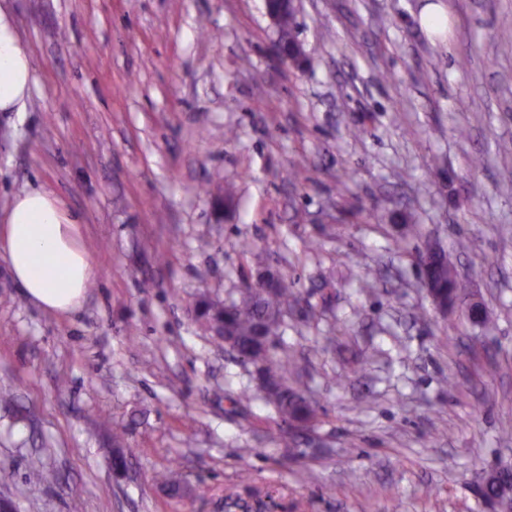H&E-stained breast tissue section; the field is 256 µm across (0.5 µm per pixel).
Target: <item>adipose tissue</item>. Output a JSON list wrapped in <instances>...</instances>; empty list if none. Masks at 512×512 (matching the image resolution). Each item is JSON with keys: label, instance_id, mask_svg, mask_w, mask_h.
I'll return each mask as SVG.
<instances>
[{"label": "adipose tissue", "instance_id": "ef3b65f1", "mask_svg": "<svg viewBox=\"0 0 512 512\" xmlns=\"http://www.w3.org/2000/svg\"><path fill=\"white\" fill-rule=\"evenodd\" d=\"M31 86L28 46L11 11L0 6V112L21 111ZM77 225L55 197L32 189L15 197L0 227V248L13 279L43 309L76 310L96 275L91 255L78 241Z\"/></svg>", "mask_w": 512, "mask_h": 512}]
</instances>
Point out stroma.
Listing matches in <instances>:
<instances>
[{
    "label": "stroma",
    "instance_id": "35a3bbf8",
    "mask_svg": "<svg viewBox=\"0 0 512 512\" xmlns=\"http://www.w3.org/2000/svg\"><path fill=\"white\" fill-rule=\"evenodd\" d=\"M8 5L33 86L0 112V217L52 193L97 272L52 313L0 256V493L19 512H490L474 473L512 468V0H300L301 70L265 0ZM432 243L487 326L464 300L433 310L413 261ZM252 248L299 297L276 344L317 424L290 448L254 367L186 306L238 299Z\"/></svg>",
    "mask_w": 512,
    "mask_h": 512
}]
</instances>
